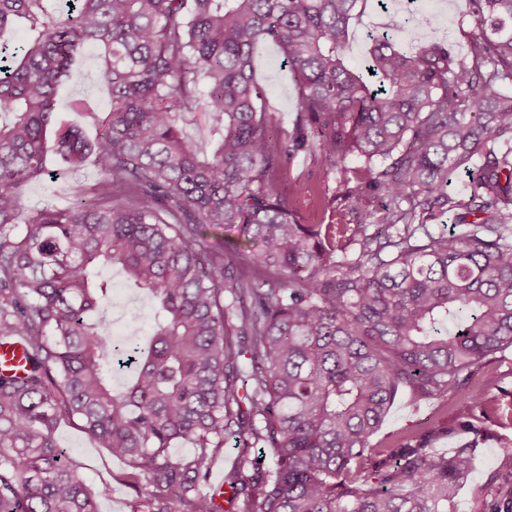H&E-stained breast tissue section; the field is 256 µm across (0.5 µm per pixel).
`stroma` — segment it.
I'll return each mask as SVG.
<instances>
[{
	"label": "stroma",
	"mask_w": 512,
	"mask_h": 512,
	"mask_svg": "<svg viewBox=\"0 0 512 512\" xmlns=\"http://www.w3.org/2000/svg\"><path fill=\"white\" fill-rule=\"evenodd\" d=\"M426 13L435 37L453 42L460 55H467L469 44L477 29L467 14L466 0H391L387 10L366 8L355 20L350 41V54L361 60L366 51V34L391 24L395 15L408 8ZM103 61L97 50L83 51L75 65L74 76L66 81L55 103L60 119L78 120L86 136H95L105 117L110 99L100 79ZM256 76L266 88L271 102L278 111L283 126H290L297 108L296 86L283 62L278 46L270 42L260 43L256 50ZM85 101L87 112H73L74 101ZM297 171L302 172L307 184L294 198L297 213L310 224H351L355 217L347 205L338 200V184L335 175L325 173L305 155L295 161ZM97 180L93 163H85L80 170H62L61 174L32 184L22 204V216H29L34 209L50 203L58 208L69 205L73 191L78 186H88ZM102 278L121 288L124 301L109 308V321L123 320L130 334L140 341H147L152 334L155 303L140 290L129 286L120 267H101ZM469 387L490 410L481 423L484 431L478 443L475 468L457 497L459 512H490L487 485L503 458L496 443L498 437H512V347L494 354L475 367L469 377ZM468 404L449 398L447 408H438L432 401L412 402L409 395L398 394L392 402L375 441H389L414 431H429L443 423H455L468 417ZM55 440L77 466L90 486L110 483L112 490L99 500V512H132L137 493L126 481V464L97 447L93 437L76 422L61 420L55 431Z\"/></svg>",
	"instance_id": "obj_1"
}]
</instances>
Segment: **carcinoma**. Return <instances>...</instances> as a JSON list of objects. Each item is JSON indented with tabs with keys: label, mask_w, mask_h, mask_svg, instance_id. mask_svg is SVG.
Segmentation results:
<instances>
[{
	"label": "carcinoma",
	"mask_w": 512,
	"mask_h": 512,
	"mask_svg": "<svg viewBox=\"0 0 512 512\" xmlns=\"http://www.w3.org/2000/svg\"><path fill=\"white\" fill-rule=\"evenodd\" d=\"M0 0V512H98L59 450L76 419L126 462L133 512H216L212 458L234 438V512H458L474 443L448 425L380 446L400 391L446 407L472 367L512 346V0H468V56L424 29L407 49L349 56L366 0ZM269 40L298 90L291 129L254 76ZM86 48L103 51L111 106L93 140L54 112ZM209 110L212 148L181 133ZM311 155L357 224H305L282 174ZM94 156L101 181L18 223L29 187ZM357 165L349 166V160ZM469 193H450L460 174ZM379 195L381 208L369 199ZM453 214L449 229L438 221ZM235 229L244 243L209 240ZM118 265L156 304L127 384L102 330ZM177 440L194 452L174 461ZM493 509L512 512V439H499ZM254 448L271 451L263 467Z\"/></svg>",
	"instance_id": "1"
}]
</instances>
